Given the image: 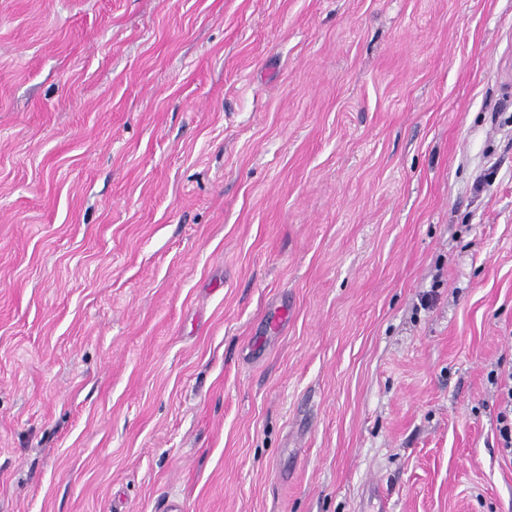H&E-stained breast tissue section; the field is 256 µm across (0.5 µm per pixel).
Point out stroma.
Masks as SVG:
<instances>
[{
    "label": "stroma",
    "instance_id": "35a3bbf8",
    "mask_svg": "<svg viewBox=\"0 0 512 512\" xmlns=\"http://www.w3.org/2000/svg\"><path fill=\"white\" fill-rule=\"evenodd\" d=\"M501 362L512 0H0V512H512ZM500 406L496 416V430L499 448L504 457L512 461V366L508 368L507 379L500 383Z\"/></svg>",
    "mask_w": 512,
    "mask_h": 512
}]
</instances>
